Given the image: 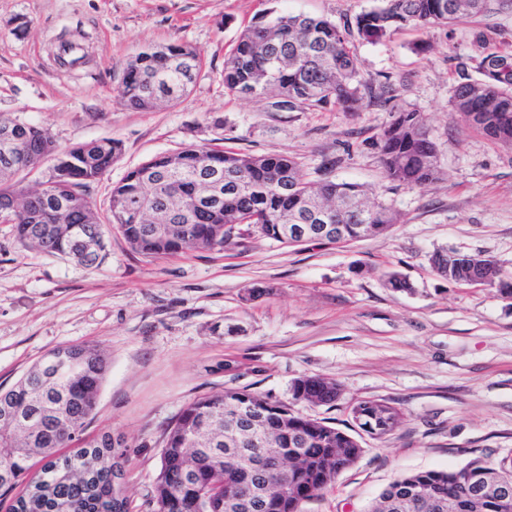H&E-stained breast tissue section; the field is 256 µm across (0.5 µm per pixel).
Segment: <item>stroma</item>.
<instances>
[{
	"label": "stroma",
	"instance_id": "1",
	"mask_svg": "<svg viewBox=\"0 0 512 512\" xmlns=\"http://www.w3.org/2000/svg\"><path fill=\"white\" fill-rule=\"evenodd\" d=\"M377 0H0V114L48 129L60 149L102 138L123 152L89 198L105 212L112 187L156 154L205 144L296 158L306 179L324 164L391 205L400 221L346 244L290 247L259 234L223 250L146 258L114 229L107 257L82 265L21 247L0 223V387L46 352L97 345L111 368L84 435L110 434L123 458L129 512H156L164 431L194 399L229 388L289 401L303 376L336 380L334 406L302 414L356 436L363 453L303 512H367L395 478L512 456V297L440 279L439 249L480 254L512 272V148L453 112L455 86L477 78L482 56L512 50V11H487L444 29L405 27L370 43L351 34L361 79L389 83V104L281 110L273 97L229 95L224 61L253 16L268 8L352 22ZM81 29L85 64L54 54L63 29ZM186 44L200 66L177 104L128 109L117 87L146 47ZM420 112L438 149L440 180H389L373 141L392 109ZM396 273L413 287L389 288ZM400 408L388 435L359 432L350 406Z\"/></svg>",
	"mask_w": 512,
	"mask_h": 512
}]
</instances>
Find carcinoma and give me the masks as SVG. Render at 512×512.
Instances as JSON below:
<instances>
[{"label": "carcinoma", "instance_id": "obj_1", "mask_svg": "<svg viewBox=\"0 0 512 512\" xmlns=\"http://www.w3.org/2000/svg\"><path fill=\"white\" fill-rule=\"evenodd\" d=\"M489 0H381L354 17L358 35L379 41L403 26L448 28L483 13ZM351 28L304 14L258 18L238 36L224 61V88L234 96L274 94L285 109L334 105L361 112L383 103L363 83L360 61L348 46ZM494 71L487 72L488 65ZM199 68L196 51L184 44L140 51L127 65L118 90L120 101L138 111L173 105L187 91ZM482 78L454 90L452 110L490 140L512 147V53L489 54L477 62ZM13 128L16 141L0 143V211L15 198L24 203L13 213L15 236L29 249L71 256L78 233L98 237L87 262L105 258L102 222L87 195L122 153V143L103 138L82 145L64 176L41 183L34 193L26 174L5 164L3 152L25 154L29 169L58 149L47 129L0 115V129ZM374 147L387 177L410 188L440 179L437 149L414 110H396L376 136ZM150 168L129 170L112 187L108 223L130 248L145 256H176L222 248L239 235L237 225L258 224L257 232L282 244L283 225L306 224L321 208L325 224H342L346 241L385 232L398 222L396 211L370 199L357 183L306 181L297 160L288 155H254L189 145L175 153L179 173ZM71 202L68 212L54 206ZM474 256L436 251L434 274L461 284L468 275L486 276L502 295L512 296V275L492 259L472 267ZM110 369L105 353L88 344L49 351L10 388H0V489L16 487L41 457L40 473L10 512H127L116 479L122 466L112 437L82 438ZM334 380L300 377L291 401H273L247 390H226L188 403L163 438L161 469L155 483L157 512H297L300 500L321 495L361 456L354 437L304 415L298 402L332 406L340 397ZM352 420L372 426L382 437L399 423L400 410L379 401H360L349 409ZM79 444L69 453L62 449ZM478 472L512 484V464L489 465L474 459L448 471L412 473L391 482L370 512H512V500L474 498L461 478Z\"/></svg>", "mask_w": 512, "mask_h": 512}]
</instances>
